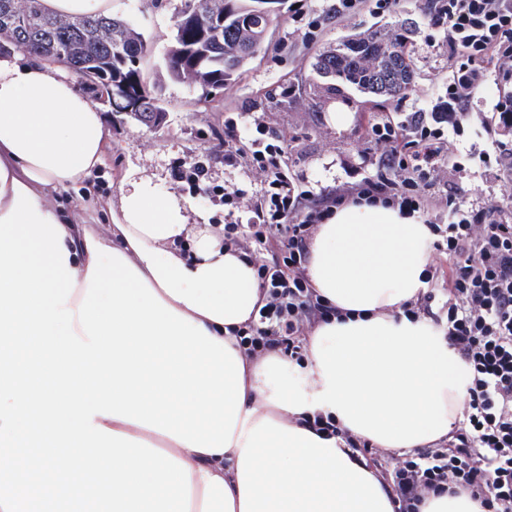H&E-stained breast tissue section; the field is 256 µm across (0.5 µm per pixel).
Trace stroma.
<instances>
[{
  "label": "stroma",
  "instance_id": "obj_1",
  "mask_svg": "<svg viewBox=\"0 0 512 512\" xmlns=\"http://www.w3.org/2000/svg\"><path fill=\"white\" fill-rule=\"evenodd\" d=\"M185 0H114V12L141 31L149 44L143 72L162 99L166 118L149 128L124 115L106 112V127L112 144L105 164L92 184H77L59 196L56 205L68 216L95 217L106 223L108 216L97 211L98 202L117 196L125 174L151 179L163 192L188 204L194 223L220 224L224 221V201L213 194L216 186L243 189L248 196L258 192L263 173L252 166L246 152L252 118H260L266 130L278 140L282 159L290 174L299 177L313 198L346 187L353 181L355 166L368 151V130L372 123L403 107L411 112L442 104L447 98L448 54L442 49L443 32H430L427 0H399L392 11L374 13L372 0H364L349 17L323 19L328 0H307L309 18H321L314 41L302 36L301 23L281 10L269 25L265 46L241 75L223 88L215 89L190 82L170 80L164 58L171 45L174 16ZM411 25V53L415 78L403 104L380 101L347 88L329 95L318 86L313 71L316 56L335 48L347 34L370 29H396ZM436 46H428L427 35ZM345 106L348 120L336 125L332 114ZM236 118L233 138L224 135V121ZM240 150L237 165L224 163L225 149ZM203 164L207 175L200 190L188 192L175 176L177 165ZM247 198L240 201L237 214L247 216Z\"/></svg>",
  "mask_w": 512,
  "mask_h": 512
}]
</instances>
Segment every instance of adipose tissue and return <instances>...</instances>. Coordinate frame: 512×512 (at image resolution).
Segmentation results:
<instances>
[{"mask_svg":"<svg viewBox=\"0 0 512 512\" xmlns=\"http://www.w3.org/2000/svg\"><path fill=\"white\" fill-rule=\"evenodd\" d=\"M110 147L72 79L0 54V512H395L316 415L385 450L433 448L461 420L468 365L430 320L431 233L377 203L319 225L307 265L341 318L307 358L250 357L264 297L220 224L129 179L106 224L50 203Z\"/></svg>","mask_w":512,"mask_h":512,"instance_id":"ef3b65f1","label":"adipose tissue"}]
</instances>
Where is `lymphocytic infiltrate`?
<instances>
[{
  "instance_id": "f902f5d3",
  "label": "lymphocytic infiltrate",
  "mask_w": 512,
  "mask_h": 512,
  "mask_svg": "<svg viewBox=\"0 0 512 512\" xmlns=\"http://www.w3.org/2000/svg\"><path fill=\"white\" fill-rule=\"evenodd\" d=\"M429 26L446 34L453 67L444 112H399L371 125L375 149L364 163L376 173L309 203V190L290 175L279 145L266 141L254 122L251 152L266 184L248 207L247 222L224 219V243L262 249L280 238L274 263L254 262L265 296L239 345L246 352L280 351L302 362L305 328L337 316L336 307L313 291L306 275L309 244L319 224L347 202L379 200L400 213L429 216L430 188L443 185L448 221L430 224L433 247L447 268L431 267L425 282L448 290V342L472 372L462 421L447 446L398 460L392 489L398 512H420L426 494L452 491L480 502L487 512H512V218L504 194L465 204L457 181L478 166L484 179L512 181V147L501 138L512 129V97L497 99L491 111L474 117L479 92L488 84L512 82V0H430ZM480 131L479 153L451 150V143Z\"/></svg>"
}]
</instances>
